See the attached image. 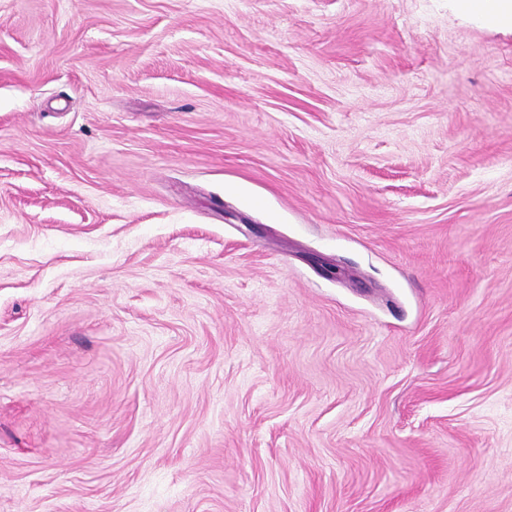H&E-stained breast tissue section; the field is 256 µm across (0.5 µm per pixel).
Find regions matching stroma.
<instances>
[{
	"mask_svg": "<svg viewBox=\"0 0 512 512\" xmlns=\"http://www.w3.org/2000/svg\"><path fill=\"white\" fill-rule=\"evenodd\" d=\"M0 512H512V30L0 0Z\"/></svg>",
	"mask_w": 512,
	"mask_h": 512,
	"instance_id": "1",
	"label": "stroma"
}]
</instances>
